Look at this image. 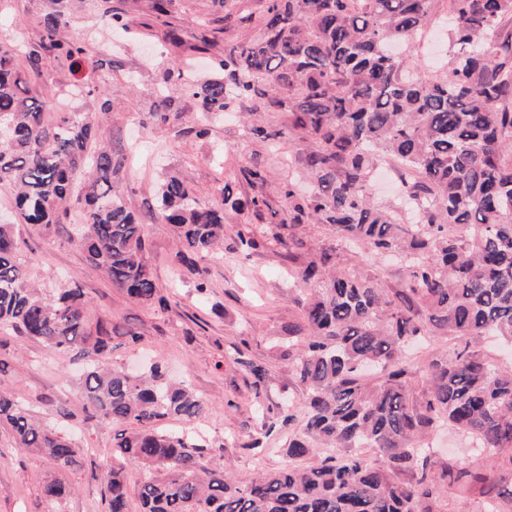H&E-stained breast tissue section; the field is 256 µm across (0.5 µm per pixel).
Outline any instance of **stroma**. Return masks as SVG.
Returning a JSON list of instances; mask_svg holds the SVG:
<instances>
[{
    "instance_id": "obj_1",
    "label": "stroma",
    "mask_w": 512,
    "mask_h": 512,
    "mask_svg": "<svg viewBox=\"0 0 512 512\" xmlns=\"http://www.w3.org/2000/svg\"><path fill=\"white\" fill-rule=\"evenodd\" d=\"M265 3L173 0L169 20L185 40L178 48L166 43L160 26L153 24L150 0H0V50L13 51L17 62H24L28 50L38 43L40 22L49 13L62 17L60 38L80 36L87 41V58L81 65L70 68L53 56H42L27 86L37 97L61 94L57 111L47 113L46 122L56 123L69 112L93 115L104 129L108 149L124 157L125 165L114 181L128 210L144 228L146 262L175 303L162 309L131 302L69 242L66 226L83 223L85 216L84 196L78 190L72 193L67 218L52 229L18 225L21 261L45 295H54L72 282L83 288L90 300L91 320L103 321L112 329L108 356L112 365L135 368L159 361L173 377L187 380L206 404V414L196 422V429L211 447L221 448L241 480L288 461L283 450L286 434H273L268 451L261 455L242 448L233 437L251 434L261 426L244 360L272 368L274 380L263 395L265 401L278 402L299 392L293 371L279 358L276 344L283 327L298 315L295 300L300 292L288 276L289 262L279 246L271 243L246 256L232 251L231 245L238 225L258 220L278 223L279 186L291 180L302 185L306 177L296 142L286 138L272 142L244 134L248 104L231 106L224 114L205 111L167 70L179 67L198 83L221 79L215 58L252 35V27L241 18L259 15ZM118 11L126 15L129 28L113 26L111 15ZM201 31L212 42L205 51L193 47L194 36ZM447 51L438 23L430 24L401 49L405 58L419 63L418 73L426 79L437 76L436 66ZM100 59L106 60V67H97ZM79 84L89 87V94L63 97V90ZM105 94L112 97V109L103 113L98 100ZM156 111L171 113L172 121L149 124L148 113ZM200 126L209 128L207 138L195 136ZM256 162L267 172L270 210L259 218L249 210H225L223 257L177 279L171 264L176 242L170 226L158 215L163 176H180L194 187L200 205L208 206L218 202L217 190L225 185L236 198L251 196L240 170ZM299 236L305 251L336 248L349 256L350 266L371 271L385 287H399L407 275L403 262L352 254L350 245L337 239L326 225H305ZM200 281L207 285L203 296L194 289ZM130 328L140 335L134 347L124 336ZM76 368L70 357L44 343L0 331V379L9 382L32 414L73 434L89 450L82 468L62 473L39 452L12 447L9 434L1 430L0 512H104L105 488L94 476L103 466L125 471L128 512H140L136 493L140 470L113 454L111 426L84 411L81 389L71 380ZM433 448L438 459L450 458L462 467L478 457L472 439L449 427L436 433ZM59 476L73 486L74 493L53 509L42 489L47 480Z\"/></svg>"
}]
</instances>
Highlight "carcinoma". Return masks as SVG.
I'll return each instance as SVG.
<instances>
[{
  "label": "carcinoma",
  "mask_w": 512,
  "mask_h": 512,
  "mask_svg": "<svg viewBox=\"0 0 512 512\" xmlns=\"http://www.w3.org/2000/svg\"><path fill=\"white\" fill-rule=\"evenodd\" d=\"M445 2L446 75L428 81L390 46L421 35ZM241 21L255 34L224 49V80L185 91L209 112L244 101L253 112L283 110L282 130L249 125L246 132L302 146L311 190L284 187L275 227L290 233L272 234L302 287L300 319L278 345L301 395L297 403L258 402L261 432L243 444L261 448L276 426L299 416L288 434V465L243 483L227 463L205 457L198 438L158 428L164 419L195 421L205 403L157 364L140 374L113 367L106 358L112 330L87 320L86 293L74 284L43 295L19 259L12 224H0V328L82 362L76 381L86 407L115 429L113 450L141 470V512H432L440 481H490L481 465L434 459L428 439L440 425L512 467V366L480 346L486 336L512 345V0H266L262 16ZM60 23L58 14L40 22L29 68L44 54L72 65L84 58L85 40L58 39ZM26 83L15 58L0 50V184L15 189L25 223L48 228L83 181L86 219L70 241L127 297L168 308L144 257L143 225L112 186L123 159L101 145L89 115L45 124L53 99L28 96ZM388 163L405 170L402 198L380 205L373 177ZM240 175L257 193L242 201L222 189L220 207L198 206L192 186L176 175L165 179L160 215L179 239L177 272L224 253V206L270 208L264 167L246 166ZM304 224H327L379 258L402 257L407 280L386 288L368 271L350 272L335 250L300 253L293 230ZM233 242L246 254L264 236L241 224ZM436 336L451 345L420 373L406 354ZM462 336L472 342L461 349L454 340ZM240 364L260 396L273 381L270 367ZM2 428L15 447L38 451L59 470L83 465L86 451L76 440L32 416L1 383ZM103 483L106 512H128L123 471H106ZM43 493L56 506L71 488L55 479Z\"/></svg>",
  "instance_id": "carcinoma-1"
}]
</instances>
